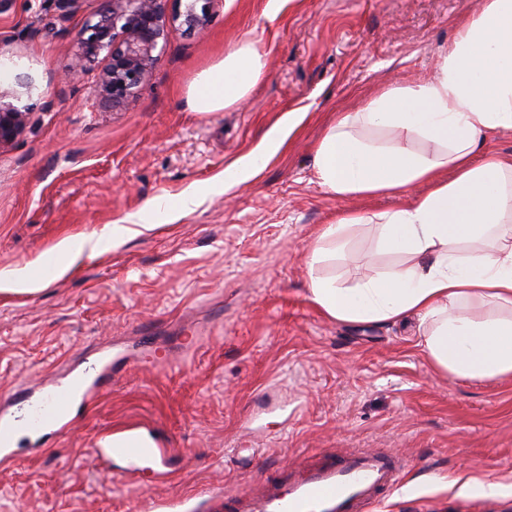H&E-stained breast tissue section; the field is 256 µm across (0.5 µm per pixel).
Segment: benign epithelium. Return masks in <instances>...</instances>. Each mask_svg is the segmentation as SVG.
Returning <instances> with one entry per match:
<instances>
[{"label":"benign epithelium","instance_id":"7a95c632","mask_svg":"<svg viewBox=\"0 0 512 512\" xmlns=\"http://www.w3.org/2000/svg\"><path fill=\"white\" fill-rule=\"evenodd\" d=\"M221 0H104L105 7L77 33L75 66L100 67L94 93L116 109L143 87L154 52L170 30L201 31ZM0 93V148L23 131L27 112L3 101Z\"/></svg>","mask_w":512,"mask_h":512}]
</instances>
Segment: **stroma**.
<instances>
[{"instance_id": "35a3bbf8", "label": "stroma", "mask_w": 512, "mask_h": 512, "mask_svg": "<svg viewBox=\"0 0 512 512\" xmlns=\"http://www.w3.org/2000/svg\"><path fill=\"white\" fill-rule=\"evenodd\" d=\"M480 2L224 0L205 32L171 31L139 94L109 110L95 71L71 67L101 0L69 15L57 0H0V90L29 110L0 149V270L54 265L67 237L99 240L42 291L0 294V414H20L18 387L112 353L66 430L24 440L0 466V512H218L203 489L242 492L356 448L408 464L372 512H512V380L450 379L426 359L416 319L336 323L308 293L310 273L352 286L398 261L379 252L377 225L360 224L309 271L322 225L410 201L331 197L312 174L316 141L389 83L432 76ZM245 42L264 56L263 80L242 103L192 111L197 74ZM291 112L304 113L300 129L258 177L223 189L225 169ZM185 193L198 203L182 214ZM126 219L142 233L102 238ZM195 330L205 340L185 349ZM126 425L169 449V479L146 462L136 490L124 462L93 460L92 440ZM481 482L500 489L484 495Z\"/></svg>"}]
</instances>
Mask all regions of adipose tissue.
I'll return each instance as SVG.
<instances>
[{
	"mask_svg": "<svg viewBox=\"0 0 512 512\" xmlns=\"http://www.w3.org/2000/svg\"><path fill=\"white\" fill-rule=\"evenodd\" d=\"M264 64L251 44L228 50L192 82L193 111L243 101ZM512 130V0H482L456 29L435 74L391 85L363 107L339 113L316 143L317 184L339 199L424 190L407 205L372 215L344 213L324 225L310 266L335 258L351 226L379 227L381 250L412 257L355 286L311 275V301L344 324L417 316L419 344L450 378H512V158L491 152L489 135ZM286 143L224 172L225 188L248 182Z\"/></svg>",
	"mask_w": 512,
	"mask_h": 512,
	"instance_id": "ef3b65f1",
	"label": "adipose tissue"
}]
</instances>
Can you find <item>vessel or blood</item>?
<instances>
[{"mask_svg":"<svg viewBox=\"0 0 512 512\" xmlns=\"http://www.w3.org/2000/svg\"><path fill=\"white\" fill-rule=\"evenodd\" d=\"M81 376L63 378L43 386L37 402L30 404L22 418L23 428L32 434L65 429L73 402L85 392ZM94 459H120L129 470H137L140 460L153 458L165 467L164 449L148 445L133 430L111 434L96 441ZM404 468L384 448H359L340 457H326L306 472L278 473L267 477L256 493L223 496L211 492L214 500H223L226 512H369L380 496L402 481Z\"/></svg>","mask_w":512,"mask_h":512,"instance_id":"obj_1","label":"vessel or blood"}]
</instances>
